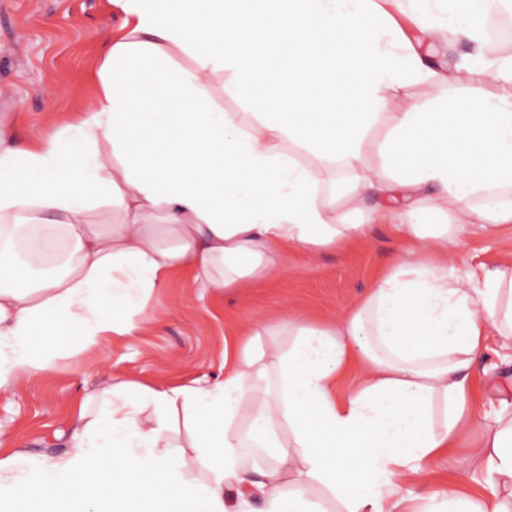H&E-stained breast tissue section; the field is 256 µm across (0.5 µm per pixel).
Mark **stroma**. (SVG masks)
Wrapping results in <instances>:
<instances>
[{
	"mask_svg": "<svg viewBox=\"0 0 512 512\" xmlns=\"http://www.w3.org/2000/svg\"><path fill=\"white\" fill-rule=\"evenodd\" d=\"M110 0H0V144L47 141L97 99L106 51L124 30ZM448 86L433 78L395 91L396 111L431 106ZM397 248L390 225H376L368 239L338 252H289L263 285L246 283L231 293L205 291L185 271L171 273L154 289L134 320L132 336L113 337L106 351L82 350L57 367L32 375L15 392L0 393V456L13 452L50 458L64 450L80 408L97 412L86 393L116 381L156 387L215 381L224 376V339L288 315L319 319L342 316ZM456 267L512 269V224L491 235L471 226ZM473 378L488 422L501 398L512 401V342L491 336ZM507 396H500V388ZM471 472L462 481L459 465ZM482 474L470 449L435 463L428 478L410 484L418 496L453 488L482 493Z\"/></svg>",
	"mask_w": 512,
	"mask_h": 512,
	"instance_id": "stroma-1",
	"label": "stroma"
}]
</instances>
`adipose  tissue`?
Returning <instances> with one entry per match:
<instances>
[{"label": "adipose tissue", "mask_w": 512, "mask_h": 512, "mask_svg": "<svg viewBox=\"0 0 512 512\" xmlns=\"http://www.w3.org/2000/svg\"><path fill=\"white\" fill-rule=\"evenodd\" d=\"M494 2L410 0L413 36L391 0H111L131 28L99 97L0 152V391L54 365L63 327L84 348L134 335L171 270L230 293L284 248L335 250L382 222L398 250L343 316L225 343L220 381L101 390L65 452L0 458V512H325L316 487L337 512H407L403 483L465 443L487 494L434 491L421 512H512V404L478 427L472 382L488 334L512 340V270L448 257L468 225L512 224V55L482 50ZM444 39L472 60L437 68ZM439 73L445 101L392 111L395 88ZM217 74L246 111L214 107ZM63 235L64 268L22 288Z\"/></svg>", "instance_id": "1"}]
</instances>
